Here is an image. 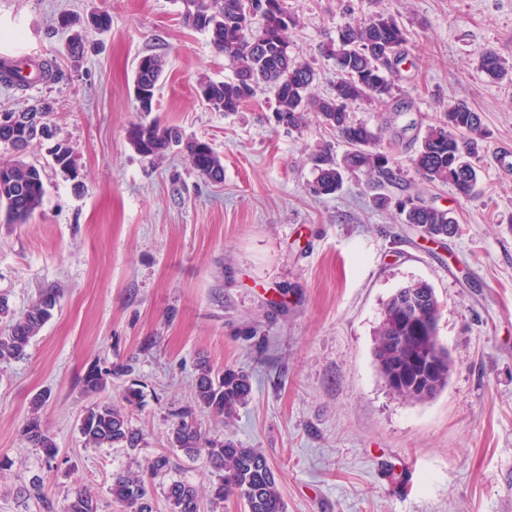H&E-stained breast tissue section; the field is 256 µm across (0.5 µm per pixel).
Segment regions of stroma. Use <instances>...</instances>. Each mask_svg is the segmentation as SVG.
Instances as JSON below:
<instances>
[{"label":"stroma","mask_w":512,"mask_h":512,"mask_svg":"<svg viewBox=\"0 0 512 512\" xmlns=\"http://www.w3.org/2000/svg\"><path fill=\"white\" fill-rule=\"evenodd\" d=\"M297 61L313 65L314 91L336 79L322 48L352 19L379 12L408 33L395 95L410 102L378 147L402 183L387 207L364 179L341 191L311 190L320 148L342 154L335 134L308 121L279 126L272 95L239 111L210 110L200 81L233 78L234 65L184 25L182 0H0V51L57 65L56 83L0 84V112L53 104L57 136L0 160L44 165L45 194L32 219L0 215V297L11 318L41 291L59 306L24 359L0 363V512H43L26 492L41 480L53 512L88 488L97 512H126L112 475L170 460L151 488L154 512H171L170 480L208 497L216 477L202 457L171 447L174 416L192 411L209 436L259 449L286 512H512V83L480 67L483 49L512 64V0H283ZM108 12L87 28L84 54L67 52L64 13ZM160 56L165 79L154 111L137 109V60ZM466 101L485 128L479 193L421 184L409 142L449 104ZM160 120L208 142L224 164L212 182L184 147L152 159L132 146V125ZM74 151L76 175L50 167L56 139ZM449 211L459 236L434 244L402 223L405 191ZM414 281L442 305L437 331L452 371L434 399L394 395L373 357L385 302ZM249 374L248 404L227 420L194 401L196 366ZM130 363L143 405L126 410L136 448L85 446L78 420L94 400L120 403L128 379L108 377L98 395L81 379L95 362ZM46 394L33 409L37 394ZM39 413L58 448L56 469L20 429Z\"/></svg>","instance_id":"stroma-1"}]
</instances>
